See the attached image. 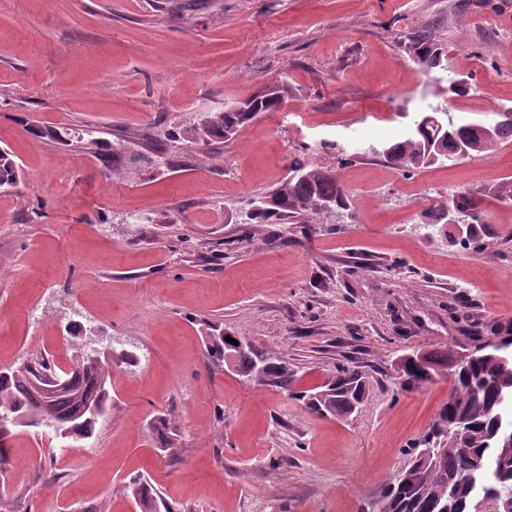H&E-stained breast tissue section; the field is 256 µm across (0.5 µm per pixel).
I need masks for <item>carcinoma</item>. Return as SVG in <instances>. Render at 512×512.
I'll return each instance as SVG.
<instances>
[{
  "label": "carcinoma",
  "mask_w": 512,
  "mask_h": 512,
  "mask_svg": "<svg viewBox=\"0 0 512 512\" xmlns=\"http://www.w3.org/2000/svg\"><path fill=\"white\" fill-rule=\"evenodd\" d=\"M410 51L425 75L443 65L446 53L431 35L415 32L409 36ZM290 96L288 84L269 87L241 105L207 112L196 120L176 127V135L192 143L224 142L235 136L247 123L264 112H277ZM490 139L478 136L480 121L454 119L448 135L432 141L434 129L418 130L408 126L398 139L381 145H371L367 153L383 158L391 165L413 170L439 160L461 159L462 148L471 154L490 155L499 144L512 139V121H500ZM19 180L17 164L9 153L0 150V189L13 188ZM269 204L247 215L248 224H275L285 219L303 220L316 217L324 220L330 214L318 204L330 201L339 210L347 209L346 194L336 179L318 168L298 162L288 176L269 194ZM453 200L468 224H482L478 200L469 191H459ZM208 355L224 361L231 351L225 333L214 331L207 336ZM452 356L436 352L421 358L407 356L402 361L407 388H420L432 381ZM234 369L237 374L257 386L271 380V385L285 391L296 381V373L288 361L258 347L235 351ZM112 358L81 352L68 372L58 375L44 361L23 363L0 372V470L9 464L5 440L14 428L47 427L69 441L89 439L99 421L111 410ZM365 394L362 376L341 368L330 384L317 391H303L297 398L307 408L336 417L355 412ZM512 397V357L503 359L493 348L467 369L456 372L451 393L429 431L412 447L408 467L391 479L379 499L364 512H470L477 485L483 491L495 489L512 494V456L499 448V426L506 416L504 403ZM460 424L459 435L448 433V425ZM436 443L438 453L425 454L427 445ZM140 512H170L165 502L145 481L129 483Z\"/></svg>",
  "instance_id": "1"
}]
</instances>
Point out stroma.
Wrapping results in <instances>:
<instances>
[{
    "mask_svg": "<svg viewBox=\"0 0 512 512\" xmlns=\"http://www.w3.org/2000/svg\"><path fill=\"white\" fill-rule=\"evenodd\" d=\"M421 28L448 50L441 80L405 45ZM463 75L470 91L448 96ZM284 81L285 110L230 141L169 136ZM440 103L462 119L512 105V0H0V149L20 171L0 193V370L138 356L113 365L92 438H9L0 512H137L138 475L171 512L377 500L453 386L402 387V359L512 323V141L411 173L352 146ZM297 161L335 174L342 220L244 223ZM464 189L485 223L421 222ZM215 327L283 357L299 390L360 371L362 404L321 416L254 385L208 356ZM161 418L175 454L156 447Z\"/></svg>",
    "mask_w": 512,
    "mask_h": 512,
    "instance_id": "obj_1",
    "label": "stroma"
}]
</instances>
